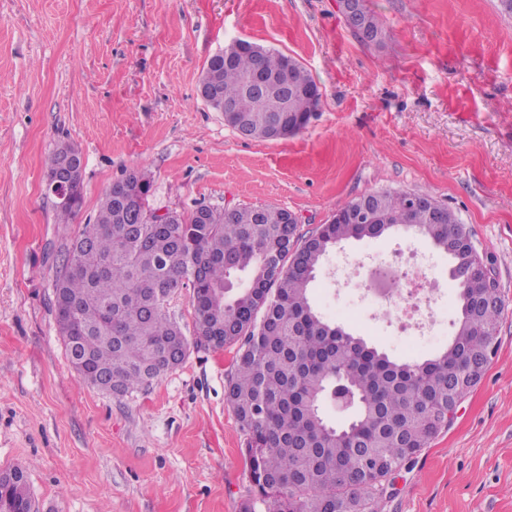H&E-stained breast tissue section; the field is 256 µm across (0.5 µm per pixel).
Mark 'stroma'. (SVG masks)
<instances>
[{
    "instance_id": "35a3bbf8",
    "label": "stroma",
    "mask_w": 512,
    "mask_h": 512,
    "mask_svg": "<svg viewBox=\"0 0 512 512\" xmlns=\"http://www.w3.org/2000/svg\"><path fill=\"white\" fill-rule=\"evenodd\" d=\"M498 0H364L382 45L361 44L337 0H0V472L25 470L38 512H239L243 434L224 391L233 352L195 335L191 289L167 311L189 341L149 388L81 385L59 334L60 250L113 181L148 170L155 211L271 204L315 233L353 198L418 192L453 210L507 307L486 372L444 433L391 478L378 512H512V18ZM245 39L295 57L321 103L297 134L246 139L199 94L207 61ZM84 159L83 204L57 221L45 194L59 142ZM411 246L459 289L430 239L398 227L336 245L314 309L401 361L393 327L338 315L339 259Z\"/></svg>"
}]
</instances>
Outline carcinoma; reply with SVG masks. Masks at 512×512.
<instances>
[{
	"label": "carcinoma",
	"mask_w": 512,
	"mask_h": 512,
	"mask_svg": "<svg viewBox=\"0 0 512 512\" xmlns=\"http://www.w3.org/2000/svg\"><path fill=\"white\" fill-rule=\"evenodd\" d=\"M373 45L384 23L364 11ZM288 71L293 91L277 82ZM260 72L268 88L258 96L247 78ZM223 105L238 110L255 139L271 138L270 118L283 130L303 129L321 93L306 91L314 78L294 57L270 49L234 52L219 68ZM71 161L82 179L83 157L59 143L54 169ZM153 182L132 171L106 190L92 223L64 248L54 282L56 320L79 382L108 393L148 388L185 359L189 344L166 312L170 298L191 287L197 338L216 349H235V370L225 401L246 436L253 495L240 512H377L391 476L448 429V382L471 391L475 358L496 342L505 303L473 314L461 307L448 348L424 361L397 362L360 337L325 320L313 308L310 284L330 248L373 237L359 224H323L305 240L273 205L195 209L172 224H142ZM370 199L381 233L416 228L443 251H459L466 225L449 210L441 224L425 211L403 215L397 192ZM83 196L54 205L61 223L78 216ZM345 385L356 414L338 427L324 414L330 389ZM29 512L25 471L0 472V502Z\"/></svg>",
	"instance_id": "1"
}]
</instances>
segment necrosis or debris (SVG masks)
<instances>
[{"instance_id":"necrosis-or-debris-1","label":"necrosis or debris","mask_w":512,"mask_h":512,"mask_svg":"<svg viewBox=\"0 0 512 512\" xmlns=\"http://www.w3.org/2000/svg\"><path fill=\"white\" fill-rule=\"evenodd\" d=\"M434 269L432 258L416 249L363 264L350 283L359 298L347 315L393 320L408 344L434 341L443 332L445 289Z\"/></svg>"}]
</instances>
